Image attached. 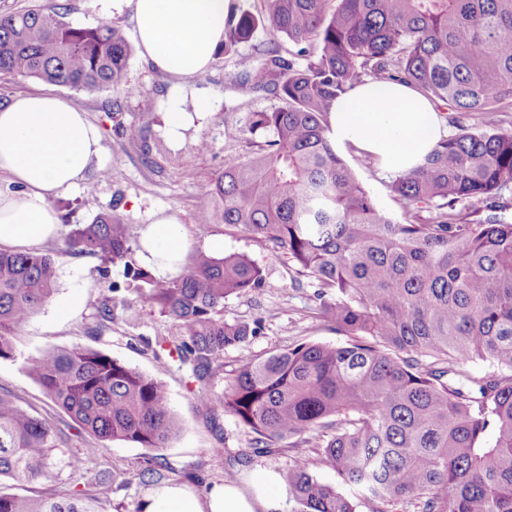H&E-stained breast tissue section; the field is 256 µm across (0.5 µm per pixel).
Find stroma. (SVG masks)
<instances>
[{"instance_id": "35a3bbf8", "label": "stroma", "mask_w": 512, "mask_h": 512, "mask_svg": "<svg viewBox=\"0 0 512 512\" xmlns=\"http://www.w3.org/2000/svg\"><path fill=\"white\" fill-rule=\"evenodd\" d=\"M40 6L57 12L74 25L94 27L112 23L133 39L130 8L116 10L112 0H0V13ZM168 75L152 69L139 54L129 60L125 85L118 89L85 91L61 84H44L33 78L0 73V103L12 97L47 88L85 111L102 135L104 157L101 169L92 170L79 186L55 199L62 223L88 224L101 212H111L135 226L151 221L153 212L175 215L190 244V254L207 251L212 238L224 240L225 253L242 254L263 270L269 283L262 292L233 297L224 303L227 321H260L261 329L241 346L226 350L223 365L212 379V392H222L242 358L262 359L297 341L341 345L342 333L318 313L319 301L313 280L301 276L284 257H274L264 244L225 224H204L199 213L206 192L225 166L243 161L249 154L246 140L229 137L232 127H248L253 113L270 110L278 100L270 92L240 85L233 57L217 55L211 70L194 83L195 92L208 97L214 110L206 124L180 150H172L162 131L161 100L169 86ZM137 138H130V131ZM338 153L364 183L379 206L393 219L401 220L404 205L390 188L391 173L363 152L338 145ZM61 239L43 245V252L58 256L57 291L16 335V355L0 359V389L15 394L21 406L54 427L70 434L68 445L53 452L56 465L48 481H9L12 491L26 494L54 492L60 495L97 491L88 476L63 464L88 447L89 436H73L72 418L52 403L41 386L27 373V361L48 347L83 345L100 349L144 372L158 375L166 384L171 405L183 430L163 455L174 468V480L194 475L190 487L196 493L224 481L272 471L286 478L297 457H306L312 474L323 482L341 486L335 471L326 466L320 449L283 440L271 452H256L253 435L222 406L204 412L190 390V367L167 370L148 340L178 335L168 317L138 302L134 287L126 286L121 267H104L101 260L61 253ZM120 292H111V284ZM111 299L112 330L96 338V311ZM144 449L123 442L107 443L98 456L97 471L112 474V492L101 503V512H140L149 488L136 473Z\"/></svg>"}]
</instances>
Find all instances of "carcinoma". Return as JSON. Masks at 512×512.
<instances>
[{
	"mask_svg": "<svg viewBox=\"0 0 512 512\" xmlns=\"http://www.w3.org/2000/svg\"><path fill=\"white\" fill-rule=\"evenodd\" d=\"M257 14L230 6L224 54L241 80L279 104L252 114L246 160L224 168L200 211L264 242L319 292V313L347 340L302 342L246 358L220 394L206 389L224 351L261 321L224 320V302L270 287L248 257L200 253L161 280L135 258V228L110 213L63 234L61 254L123 267L140 301L172 319L161 338L172 361L191 364L198 406L214 403L269 452L285 439L320 448L348 485L382 502L416 500L421 512H512V222L498 199L512 187V134L495 131L512 105V0H266ZM288 42L262 56L239 47L258 29ZM131 48L112 24L75 26L40 8L0 13V73L94 91L124 83ZM400 82L455 112H480L485 130L438 142L390 188L403 221L386 215L336 152L329 111L366 79ZM485 203L463 223L455 204ZM430 213L422 219L421 212ZM56 259L0 251V359L53 297ZM489 364L479 377L467 366ZM29 375L96 441L68 460L84 472L123 441L147 451L139 473L158 485L174 472L162 449L182 430L164 383L91 347L43 350ZM66 443L47 420L0 390V479L49 477ZM289 512H356L349 495L317 479L300 457L288 471ZM84 493L32 497L0 490V512H99Z\"/></svg>",
	"mask_w": 512,
	"mask_h": 512,
	"instance_id": "carcinoma-1",
	"label": "carcinoma"
}]
</instances>
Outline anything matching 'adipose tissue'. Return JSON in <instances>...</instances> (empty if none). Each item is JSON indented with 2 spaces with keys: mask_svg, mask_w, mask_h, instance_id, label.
Wrapping results in <instances>:
<instances>
[{
  "mask_svg": "<svg viewBox=\"0 0 512 512\" xmlns=\"http://www.w3.org/2000/svg\"><path fill=\"white\" fill-rule=\"evenodd\" d=\"M131 6L141 57L173 83L162 109L163 135L181 148L200 130L213 103L191 94V80L207 73L224 44L228 0H122ZM330 135L376 158L392 172L420 165L446 135L434 104L402 83L365 81L337 99ZM102 157L101 134L77 105L57 95L24 93L0 105V174L18 191L0 190V249H31L54 239V200L78 187ZM138 258L160 277L178 274L187 243L180 223L166 212L139 231ZM279 478L266 471L245 484H212L196 494L178 483L151 489L141 512H285Z\"/></svg>",
  "mask_w": 512,
  "mask_h": 512,
  "instance_id": "obj_1",
  "label": "adipose tissue"
}]
</instances>
